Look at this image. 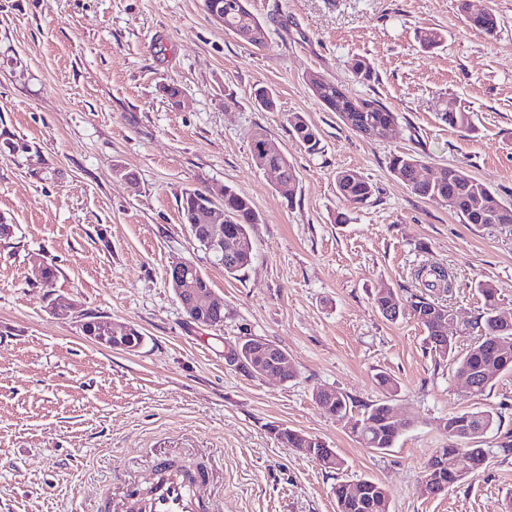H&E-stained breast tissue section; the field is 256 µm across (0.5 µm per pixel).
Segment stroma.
<instances>
[{
  "mask_svg": "<svg viewBox=\"0 0 512 512\" xmlns=\"http://www.w3.org/2000/svg\"><path fill=\"white\" fill-rule=\"evenodd\" d=\"M461 0H248L264 23L257 48L225 33L203 0H0V135L28 152L0 157V512H98L135 479L150 486L158 461L211 465L200 493L214 512H336L333 487L372 479L390 512H505L512 497V374L469 394L453 355L435 352L410 313L385 319L372 294L416 291L417 269L453 275L448 331L455 353L477 340L483 299L499 288L512 309V225L466 224L413 194L389 171L391 155L422 158L423 176L465 167L512 205V0H470L499 21L487 38L464 22ZM444 42L423 49L420 33ZM367 58L370 79L350 62ZM317 72L355 98L396 112L390 138L349 129L306 84ZM277 94L256 108L255 86ZM470 112L471 127L440 118ZM313 125L307 152L288 116ZM263 131L299 180L293 198L252 158ZM355 170L376 192L347 204L335 174ZM247 195L261 216L254 257L225 275L190 238L184 190ZM345 223H337V215ZM52 261L51 287L31 275ZM194 262L224 303V321L191 320L170 288V266ZM70 304L58 318L55 303ZM136 327L132 352L97 344L83 322ZM250 339L284 349L282 381L233 353ZM398 383L393 397L379 373ZM317 387L357 404L391 400L401 434L376 451L347 418L324 412ZM490 410L475 440L494 456L478 474L428 494L426 465L449 440L441 419ZM322 439L343 459L329 471L283 447L275 428Z\"/></svg>",
  "mask_w": 512,
  "mask_h": 512,
  "instance_id": "1",
  "label": "stroma"
}]
</instances>
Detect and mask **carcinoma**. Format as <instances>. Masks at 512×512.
<instances>
[{
	"label": "carcinoma",
	"mask_w": 512,
	"mask_h": 512,
	"mask_svg": "<svg viewBox=\"0 0 512 512\" xmlns=\"http://www.w3.org/2000/svg\"><path fill=\"white\" fill-rule=\"evenodd\" d=\"M204 9L210 16L223 21L224 32L235 34L263 28L260 20L248 9L247 0H203ZM467 24L493 37L497 33L498 20L494 13L467 14ZM254 101L263 110L276 107L275 93L265 87L253 91ZM363 106L360 116L379 131V137L388 138L395 126L397 115L377 100L361 99ZM441 119L451 127L465 128L471 124L469 113L462 110L444 111ZM293 133L303 147L314 153L320 150V139L316 129L301 114L289 118ZM266 135L260 131L251 134V149L254 162H263L280 170L281 182H297L298 174L285 155L267 158L262 147ZM422 160L411 154H394L389 161L392 175L415 195L448 206L466 224H512V206L504 204L495 191L485 183L475 179L461 166H448L440 169L432 181L421 179L419 170ZM336 188L339 195L350 205H362L375 194V186L363 175L354 170L336 172ZM214 202L209 194L199 189L185 191L181 196L180 208L183 224L201 250H207L206 241L211 237L209 225L204 216ZM224 211V236L245 243V248L236 252L234 258L224 261V272L234 275L245 270L253 259L251 227L260 223V216L249 197L237 190L224 188L222 200ZM416 279L422 292L410 294V305L415 311L414 319L426 332V341L434 350L445 354L452 352L453 342L439 339L442 324L453 320L448 307L436 309L433 298L453 294L454 278L442 266H429L419 269ZM484 300L480 317L483 333L467 353L455 360V372H469L476 378L473 394L481 397L492 386L493 380L501 373L512 372V313L501 305L498 289L490 282L478 285ZM402 299L390 288L382 287L375 291L374 304L380 312H385L394 300ZM354 401L341 392L330 412L334 415H347L351 432L366 447L386 450L393 447L401 433V428L389 421L392 405L386 401L366 404L358 412H353ZM496 421L489 410L467 411L451 415L440 423L448 437L465 442L484 436ZM278 441L287 448H324L326 444L301 432L283 428L277 431ZM512 454V444L505 443L501 448H460L450 444L438 448L430 461L440 460L441 469L435 481L434 494L444 495L454 484L464 479L457 470L459 455L470 457L473 469L483 467L493 452ZM336 512H389L388 495L384 487L371 479L341 481L334 488Z\"/></svg>",
	"instance_id": "1"
}]
</instances>
